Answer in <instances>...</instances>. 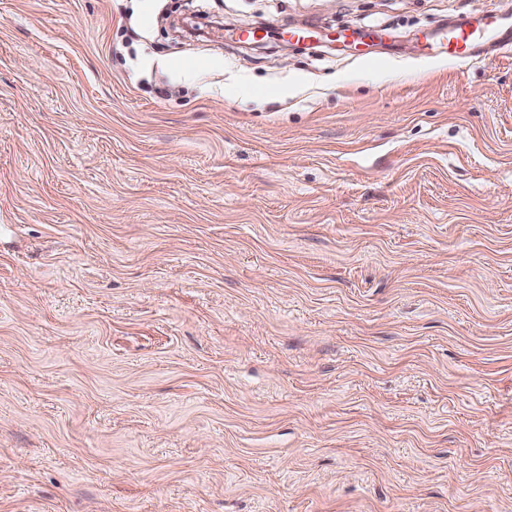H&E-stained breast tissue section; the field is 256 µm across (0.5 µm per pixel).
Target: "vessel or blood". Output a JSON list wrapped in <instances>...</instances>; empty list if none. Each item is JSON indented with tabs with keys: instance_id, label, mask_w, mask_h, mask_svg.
I'll use <instances>...</instances> for the list:
<instances>
[{
	"instance_id": "b4317fda",
	"label": "vessel or blood",
	"mask_w": 512,
	"mask_h": 512,
	"mask_svg": "<svg viewBox=\"0 0 512 512\" xmlns=\"http://www.w3.org/2000/svg\"><path fill=\"white\" fill-rule=\"evenodd\" d=\"M447 36L449 54L467 63L492 53L512 52V20L491 12L456 21L449 26Z\"/></svg>"
}]
</instances>
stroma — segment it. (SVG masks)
Returning <instances> with one entry per match:
<instances>
[{
	"label": "stroma",
	"instance_id": "35a3bbf8",
	"mask_svg": "<svg viewBox=\"0 0 512 512\" xmlns=\"http://www.w3.org/2000/svg\"><path fill=\"white\" fill-rule=\"evenodd\" d=\"M507 0H0V512H512ZM448 54L462 62L482 60L491 53L512 52V18L488 12L481 18L458 20L448 27Z\"/></svg>",
	"mask_w": 512,
	"mask_h": 512
}]
</instances>
